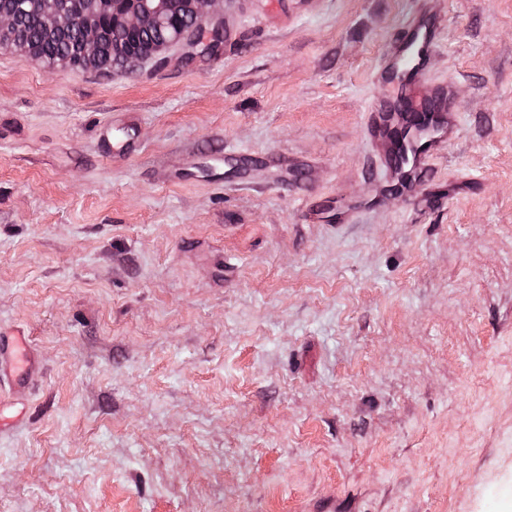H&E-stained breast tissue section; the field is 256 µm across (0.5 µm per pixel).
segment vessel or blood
<instances>
[{
	"label": "vessel or blood",
	"mask_w": 512,
	"mask_h": 512,
	"mask_svg": "<svg viewBox=\"0 0 512 512\" xmlns=\"http://www.w3.org/2000/svg\"><path fill=\"white\" fill-rule=\"evenodd\" d=\"M441 26L437 0H422L386 44L374 70L385 93L371 104L366 126L374 165L385 170L388 190L417 197L422 172L456 139L458 103L447 84L430 79L427 58ZM36 368L25 337L0 338V385L21 394Z\"/></svg>",
	"instance_id": "vessel-or-blood-1"
}]
</instances>
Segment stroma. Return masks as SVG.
Masks as SVG:
<instances>
[{
  "instance_id": "35a3bbf8",
  "label": "stroma",
  "mask_w": 512,
  "mask_h": 512,
  "mask_svg": "<svg viewBox=\"0 0 512 512\" xmlns=\"http://www.w3.org/2000/svg\"><path fill=\"white\" fill-rule=\"evenodd\" d=\"M415 7L224 0L218 47L109 74L0 50V336L37 362L0 512H512L476 497L512 478V0H441L419 200L336 211L386 183ZM420 3L379 54L374 76L386 92L371 104L366 126L374 166L388 176L384 192L413 198L427 164L458 135L450 84L432 83L427 65L441 26L440 1Z\"/></svg>"
}]
</instances>
